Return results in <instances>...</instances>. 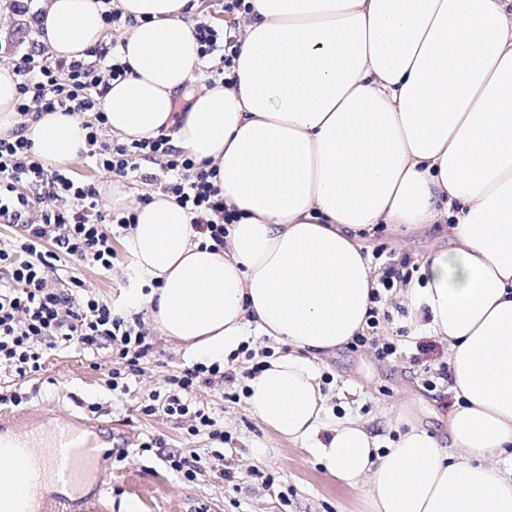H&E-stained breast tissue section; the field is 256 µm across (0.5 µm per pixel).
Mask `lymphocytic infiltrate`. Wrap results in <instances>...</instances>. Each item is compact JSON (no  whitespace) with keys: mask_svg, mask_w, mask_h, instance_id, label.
<instances>
[{"mask_svg":"<svg viewBox=\"0 0 512 512\" xmlns=\"http://www.w3.org/2000/svg\"><path fill=\"white\" fill-rule=\"evenodd\" d=\"M11 8L25 19L21 37L6 46L19 78L18 112L87 114L85 156L97 169L124 178L139 173L142 163L159 164V173L146 174V181L159 182L164 193L189 207L197 232L222 248L232 217L215 183L216 168L197 164L163 134L132 142L108 138L102 102L112 81L129 74L128 65L104 45L89 48L80 60L54 56L37 39L44 13L36 0H13ZM193 31L200 60L210 62L211 76H223L234 64L233 37L201 20ZM99 196L95 183L49 165L22 131H14L9 140L0 138V222L19 230L11 247L0 248V368L22 379L39 372L48 351L57 347L107 350L113 367L105 383L126 394L130 378L157 356L142 314H126L77 278L58 287L55 277L66 261L111 271L112 229L128 228L134 218L103 213ZM226 378L216 363L179 368L167 378L164 391L141 403L140 410L146 416L164 412L184 420L189 434L204 431L211 440L223 441V430L191 395L199 386Z\"/></svg>","mask_w":512,"mask_h":512,"instance_id":"lymphocytic-infiltrate-1","label":"lymphocytic infiltrate"}]
</instances>
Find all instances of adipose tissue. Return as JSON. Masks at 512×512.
Returning a JSON list of instances; mask_svg holds the SVG:
<instances>
[{
    "label": "adipose tissue",
    "instance_id": "ef3b65f1",
    "mask_svg": "<svg viewBox=\"0 0 512 512\" xmlns=\"http://www.w3.org/2000/svg\"><path fill=\"white\" fill-rule=\"evenodd\" d=\"M221 84L201 82L199 0H44L40 41L82 58L115 44L131 69L103 108L114 137L166 135L217 167L235 220L204 247L189 208L123 185L130 307L192 359L226 363L249 332L288 345L246 382L248 411L331 474L366 489V512H512V0H248ZM0 63V137L23 130L50 161L86 148L85 115L16 109ZM188 106L178 111L176 98ZM442 225L400 301L412 333L448 343L450 447L416 424L391 446L332 418L315 360L366 328L378 275L362 234Z\"/></svg>",
    "mask_w": 512,
    "mask_h": 512
}]
</instances>
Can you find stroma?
I'll list each match as a JSON object with an SVG mask.
<instances>
[{"mask_svg":"<svg viewBox=\"0 0 512 512\" xmlns=\"http://www.w3.org/2000/svg\"><path fill=\"white\" fill-rule=\"evenodd\" d=\"M364 238L381 271L403 262L417 271L422 257L448 244L437 227L402 233L384 226L366 232ZM123 242L120 235L112 241L116 258L111 273L66 265L57 272L60 283L76 276L93 293L123 304L127 288L134 285ZM381 304L391 318L382 323L379 333L397 339L398 352L381 359L372 348L354 350L345 345L321 355V384L332 414L361 419L390 442L398 432L386 428L383 415L408 401L425 430L446 438L455 397L448 381L439 376L440 367L448 362L445 347L437 345L433 353L419 356L420 339L409 333L408 311L397 291L383 293ZM152 340L162 355L132 377L126 395L106 388L109 357L104 353L95 356L60 348L25 380L0 373V391L19 383L31 394L30 401L19 407L0 403V415H32L34 428L43 433L53 430L56 414L65 411L78 429L111 442V455L99 462V484L88 485L77 495L47 490L51 512H83L92 503L100 512H117L121 500L130 496L141 501L144 512H364L362 490L331 475L301 445L276 435L247 411L244 401L231 399V392L242 389L238 383L202 386L193 393L194 401L207 407L224 427L220 466L225 478L207 472L194 482H184L167 468L162 456L140 452V444L153 438L163 439L165 453H201L212 446L206 435L187 434L178 419L162 412L150 417L141 413V402L163 390L173 369L189 363L182 346L157 334Z\"/></svg>","mask_w":512,"mask_h":512,"instance_id":"35a3bbf8","label":"stroma"}]
</instances>
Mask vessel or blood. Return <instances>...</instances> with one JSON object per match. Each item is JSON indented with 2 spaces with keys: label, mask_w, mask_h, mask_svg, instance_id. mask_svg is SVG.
Instances as JSON below:
<instances>
[{
  "label": "vessel or blood",
  "mask_w": 512,
  "mask_h": 512,
  "mask_svg": "<svg viewBox=\"0 0 512 512\" xmlns=\"http://www.w3.org/2000/svg\"><path fill=\"white\" fill-rule=\"evenodd\" d=\"M71 451L66 484L79 490L87 480L98 476L101 452L95 444L82 439L71 419L59 417L52 437L20 432L18 423H0V455L16 460L20 469L0 474V502H8L11 512H36L43 487L58 475L55 448Z\"/></svg>",
  "instance_id": "obj_1"
}]
</instances>
